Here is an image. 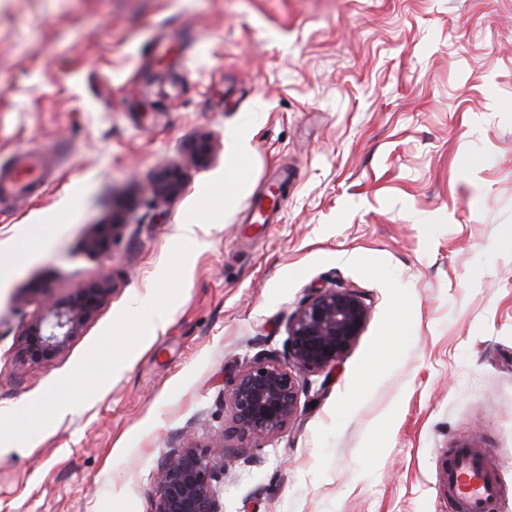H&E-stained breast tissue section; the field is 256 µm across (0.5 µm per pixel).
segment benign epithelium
<instances>
[{
	"mask_svg": "<svg viewBox=\"0 0 512 512\" xmlns=\"http://www.w3.org/2000/svg\"><path fill=\"white\" fill-rule=\"evenodd\" d=\"M193 164L208 162L212 140L192 141ZM179 168L158 172L149 183L145 204L152 208L184 188ZM108 293V274L91 281L68 301L45 296L40 311L27 323L18 358L48 360L93 316ZM369 317L362 294L350 288H328L303 304L288 325L287 362L259 353L241 363L224 381L228 419L220 438L199 445L186 438L168 451L155 473V494L149 512H223L218 486L230 465L253 459L246 448L275 437L300 413L301 377L330 375L355 344Z\"/></svg>",
	"mask_w": 512,
	"mask_h": 512,
	"instance_id": "benign-epithelium-1",
	"label": "benign epithelium"
}]
</instances>
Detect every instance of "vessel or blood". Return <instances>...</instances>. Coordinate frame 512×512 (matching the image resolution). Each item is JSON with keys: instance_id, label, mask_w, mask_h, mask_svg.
<instances>
[{"instance_id": "b4317fda", "label": "vessel or blood", "mask_w": 512, "mask_h": 512, "mask_svg": "<svg viewBox=\"0 0 512 512\" xmlns=\"http://www.w3.org/2000/svg\"><path fill=\"white\" fill-rule=\"evenodd\" d=\"M55 159L38 147L17 149L0 163V211L41 195L55 180ZM439 490L452 512H489L500 485L489 459L475 448H451L441 457Z\"/></svg>"}]
</instances>
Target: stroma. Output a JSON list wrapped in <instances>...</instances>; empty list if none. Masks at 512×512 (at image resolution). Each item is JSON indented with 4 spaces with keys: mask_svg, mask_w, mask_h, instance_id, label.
Wrapping results in <instances>:
<instances>
[{
    "mask_svg": "<svg viewBox=\"0 0 512 512\" xmlns=\"http://www.w3.org/2000/svg\"><path fill=\"white\" fill-rule=\"evenodd\" d=\"M24 146L67 162L0 214V250L50 229L0 267V431L31 420L0 448V512H148L161 457L222 434L228 373L285 356L332 286L365 297L362 334L229 469L224 512H448L439 453L470 441L512 512V0H0V157ZM168 167L183 192L147 208ZM282 174L260 223L248 200ZM186 222L202 248L179 247ZM109 223L106 259L86 240ZM104 272L78 335L20 362L43 297ZM57 387L76 398L60 421Z\"/></svg>",
    "mask_w": 512,
    "mask_h": 512,
    "instance_id": "35a3bbf8",
    "label": "stroma"
}]
</instances>
